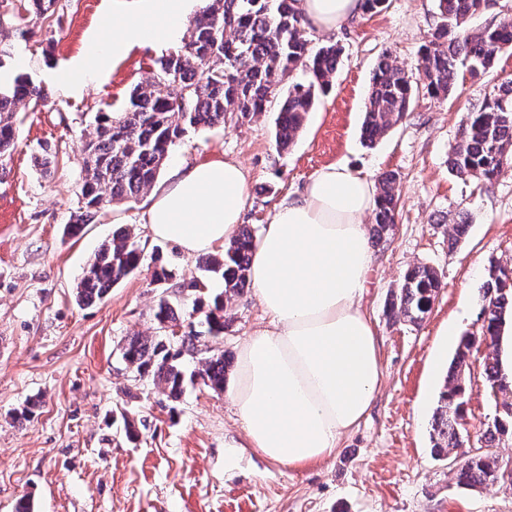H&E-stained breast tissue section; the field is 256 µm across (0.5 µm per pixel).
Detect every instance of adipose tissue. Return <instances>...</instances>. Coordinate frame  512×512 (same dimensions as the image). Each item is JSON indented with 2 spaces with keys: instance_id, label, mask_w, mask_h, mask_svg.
Masks as SVG:
<instances>
[{
  "instance_id": "ef3b65f1",
  "label": "adipose tissue",
  "mask_w": 512,
  "mask_h": 512,
  "mask_svg": "<svg viewBox=\"0 0 512 512\" xmlns=\"http://www.w3.org/2000/svg\"><path fill=\"white\" fill-rule=\"evenodd\" d=\"M306 20L332 32L357 19L361 0H299ZM189 0H113L108 32L72 72L94 82L111 60L175 40ZM373 177L322 167L263 227L250 280L268 318L240 345L227 396L244 447L300 469L332 457L367 416L383 377L379 339L361 306L373 264L364 218L377 203ZM247 203V173L214 155L178 162L146 200L153 239L188 256L213 253L236 236Z\"/></svg>"
}]
</instances>
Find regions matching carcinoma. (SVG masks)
<instances>
[{
    "mask_svg": "<svg viewBox=\"0 0 512 512\" xmlns=\"http://www.w3.org/2000/svg\"><path fill=\"white\" fill-rule=\"evenodd\" d=\"M26 15L0 17V33L10 25L23 36L28 19L46 18L56 0H21ZM298 0H208L190 21L181 44L155 62L152 76L137 83L119 111L102 112L85 144V175L80 214L68 225L77 234L107 205L135 201L155 183L170 148L199 126L238 127L277 105L276 143L289 147L319 94L331 89L343 49L337 44L309 47L307 22ZM438 23L418 52L424 85L388 51L373 70L363 122L364 140L372 144L414 110L419 89L440 100L449 96L458 68L485 75L506 50H512V16L504 15L474 31L469 22L481 14L486 0H435ZM307 78H297V71ZM45 100L43 88L17 76L0 84V161L11 155L19 124V107H36ZM448 166L457 176L491 180L512 169V79L502 81L479 107L468 112L458 141L448 153ZM375 221L378 236L393 230L399 205L400 176L384 172L378 178ZM255 237L243 228L222 255L199 260L202 278L169 284L173 279L163 256L153 258L152 282L166 288L158 297L154 318L160 328L183 325L182 300L200 292L205 281L218 278L224 292L213 298L205 315L206 333L224 332L226 304L251 285L249 264ZM143 256L128 227L119 228L102 245L84 271L77 288L81 304L103 299L112 287L137 271ZM442 288L437 271L426 265L409 269L392 295L394 317L417 324L424 320ZM481 315L488 336L497 335L506 314H512V275L492 263L482 287ZM203 332L189 326L178 338L135 336L122 348L125 363L163 387L172 401L181 397L186 380L198 377L216 392L224 390V354L203 358L201 368L187 371L186 357L198 350ZM472 343L462 339L449 368L441 405L431 423V453L456 459L459 484L477 489L505 482L506 466L494 451L496 435L509 431V415L481 434L480 444L458 455L468 440L461 431L457 397L465 376Z\"/></svg>",
    "mask_w": 512,
    "mask_h": 512,
    "instance_id": "obj_1",
    "label": "carcinoma"
}]
</instances>
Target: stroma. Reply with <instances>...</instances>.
Instances as JSON below:
<instances>
[{"label": "stroma", "mask_w": 512, "mask_h": 512, "mask_svg": "<svg viewBox=\"0 0 512 512\" xmlns=\"http://www.w3.org/2000/svg\"><path fill=\"white\" fill-rule=\"evenodd\" d=\"M111 12L112 0H57L54 14L33 23L27 37L8 35L13 53L0 64V81L25 75L48 94L45 104L22 112L16 149L0 165V512H15L23 498L32 512H512V489L460 486L451 461L430 451L431 418L459 341L482 332L487 269L493 262L512 269V170L484 182L448 168L466 113L512 75V53H502L482 78L459 71L448 100L420 96L406 119L366 147L361 126L379 56L387 50L415 68L436 23L435 0H387L338 31H311L312 46H342L343 62L289 149L275 145L272 108L238 128L188 130L171 147V163L221 153L243 164V224L256 235L325 165L400 176L397 223L387 239L370 241L375 263L362 299L380 341L383 384L333 457L293 469L251 453L226 460L225 442L243 437L226 392L197 380L173 403L122 359L131 337L161 333L154 254L163 253L181 283L199 276L197 258L152 239L139 201L108 206L78 235L65 233L79 207L82 143L96 116L121 108L168 52L133 49L97 81L65 87ZM46 147L57 152L47 173L34 162ZM462 212L469 228L454 244ZM122 226L134 231L140 272L104 300L78 303L84 267ZM413 265L433 267L444 282L418 325L388 314L391 290ZM265 322L255 293H246L228 305L223 334L203 343L235 360ZM494 359L479 343L468 358L474 386L463 423L478 433L499 415L485 379ZM32 399L39 407L21 420ZM127 420L138 432L132 442L123 431Z\"/></svg>", "instance_id": "1"}]
</instances>
